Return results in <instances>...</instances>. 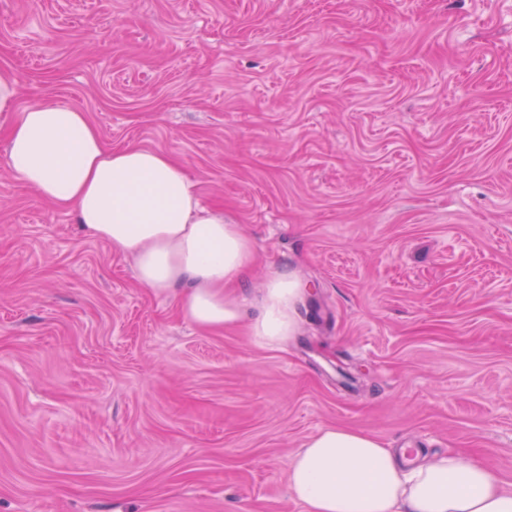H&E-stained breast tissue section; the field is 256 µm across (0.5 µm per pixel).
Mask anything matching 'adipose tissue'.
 <instances>
[{
  "mask_svg": "<svg viewBox=\"0 0 512 512\" xmlns=\"http://www.w3.org/2000/svg\"><path fill=\"white\" fill-rule=\"evenodd\" d=\"M17 80L0 69L12 170L37 194L71 211L92 238L129 256L138 283L173 297L195 325L248 321L255 342L276 347L297 333L302 300L293 272L271 274L251 308L243 284L253 244L240 225L203 205L194 183L163 150H109L81 110L43 103L16 110ZM307 512H512V489L481 462L448 453L407 459L357 430L330 427L287 464Z\"/></svg>",
  "mask_w": 512,
  "mask_h": 512,
  "instance_id": "adipose-tissue-1",
  "label": "adipose tissue"
}]
</instances>
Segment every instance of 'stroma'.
<instances>
[{
	"mask_svg": "<svg viewBox=\"0 0 512 512\" xmlns=\"http://www.w3.org/2000/svg\"><path fill=\"white\" fill-rule=\"evenodd\" d=\"M0 68L305 288L278 348L197 327L0 135V512H306L328 426L512 487V0H0Z\"/></svg>",
	"mask_w": 512,
	"mask_h": 512,
	"instance_id": "stroma-1",
	"label": "stroma"
}]
</instances>
